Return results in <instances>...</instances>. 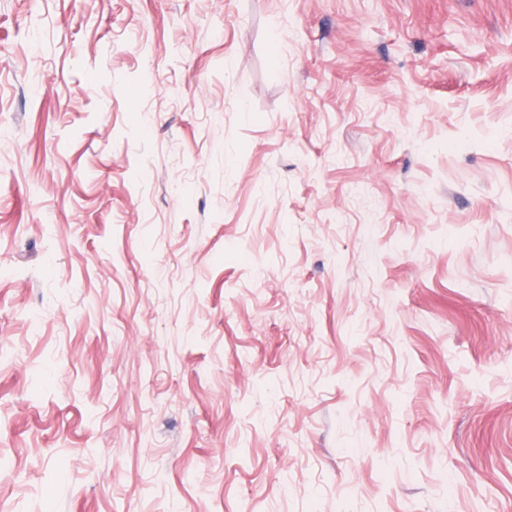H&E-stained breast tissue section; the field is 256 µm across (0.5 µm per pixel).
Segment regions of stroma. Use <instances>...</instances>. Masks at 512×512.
Masks as SVG:
<instances>
[{
	"mask_svg": "<svg viewBox=\"0 0 512 512\" xmlns=\"http://www.w3.org/2000/svg\"><path fill=\"white\" fill-rule=\"evenodd\" d=\"M0 512H512V0H0Z\"/></svg>",
	"mask_w": 512,
	"mask_h": 512,
	"instance_id": "stroma-1",
	"label": "stroma"
}]
</instances>
